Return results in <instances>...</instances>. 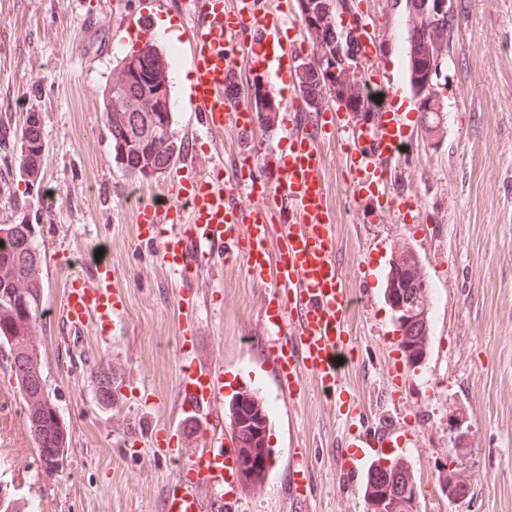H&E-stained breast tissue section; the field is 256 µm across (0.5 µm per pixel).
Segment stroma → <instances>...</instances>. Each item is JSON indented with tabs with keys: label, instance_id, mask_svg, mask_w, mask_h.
I'll list each match as a JSON object with an SVG mask.
<instances>
[{
	"label": "stroma",
	"instance_id": "1",
	"mask_svg": "<svg viewBox=\"0 0 512 512\" xmlns=\"http://www.w3.org/2000/svg\"><path fill=\"white\" fill-rule=\"evenodd\" d=\"M97 2L0 0V128L20 134L27 114L38 113L46 152L34 187L17 172L13 141L0 143V224L40 228L41 369L69 435L62 467L37 456L23 400L0 358V512H160L165 484L181 474L144 443L168 418L182 363L176 281L142 240L127 203L133 188L164 194L170 175L136 183L122 174L98 99L117 56L141 49L143 39L160 41L159 16L151 0H123L124 14L142 23L138 36L119 20L90 30L85 18ZM355 9L385 44L367 76L405 85L403 7L355 0ZM439 82L442 131H416L401 161L400 188L422 222L407 215L369 222L348 192L343 140L322 145L345 285L359 289V268L374 274L370 301L348 317L352 362L340 403L307 382L288 425L273 379L257 368L258 344L241 341L254 330L258 292L238 265L209 278L199 352L223 365L228 399L238 373L256 369L268 397L270 447L291 448L302 435L313 487L307 512H365L366 472L340 475L329 450L388 417L418 435L409 465L422 490L419 512H512V0H457ZM403 245L427 274L431 319L422 383L405 396L394 390V369L406 358L384 299L388 261ZM98 247L127 297L126 316L105 341L90 326L70 330L60 313L69 278L91 272L74 255ZM101 365L126 376L117 405L97 402L92 371ZM353 398L364 416L341 414V402ZM452 417L466 434L460 447L448 434ZM450 460L473 490L457 504L430 494Z\"/></svg>",
	"mask_w": 512,
	"mask_h": 512
}]
</instances>
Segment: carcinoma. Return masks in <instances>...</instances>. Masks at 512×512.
Masks as SVG:
<instances>
[{
    "label": "carcinoma",
    "instance_id": "1",
    "mask_svg": "<svg viewBox=\"0 0 512 512\" xmlns=\"http://www.w3.org/2000/svg\"><path fill=\"white\" fill-rule=\"evenodd\" d=\"M432 13L425 16L407 11V76L413 96L421 88L436 62L445 59L455 22V5L448 0H430ZM300 17H308L312 29L311 52L305 67H296L295 83L305 98L308 112H319L333 98H341L353 110L364 115L378 112L382 103L373 99V93L359 82L350 69L342 65L336 74L328 75L322 69L321 56L343 45L349 49L356 36L348 34L337 42L339 22L336 19V0H297ZM112 72L123 77V95L138 104L140 111H113L111 87L105 85L101 93V108L112 141L113 158L125 176L140 181L164 170L180 153L181 143L174 137L172 82L166 56L152 43L115 61ZM280 103L272 92L255 100L253 112L261 127L275 125ZM421 112L424 130L433 137L440 133L441 112L438 100L425 99ZM41 121L30 113L21 132L17 151V166L27 181H37L43 165ZM39 225L0 224V352L8 358L11 375L25 402V418L41 459L58 466L67 458L68 437L66 424L55 419L43 378L36 341V327L43 318V280L41 255L37 244ZM399 256L410 262L389 265L384 289L385 298L395 302L418 301L416 312L420 318L403 330V337L415 345L406 351L411 360L423 358L429 330L428 290L419 285L427 282L426 274L416 254L408 246L398 250ZM98 398L112 393V374L104 367L93 372ZM229 422L241 437L243 447L251 449L247 471L259 470L264 465L261 445L265 436L264 418L248 399L236 396L225 410ZM374 500L384 499L393 512H416L418 485L403 464L391 461L386 468L376 467L366 482Z\"/></svg>",
    "mask_w": 512,
    "mask_h": 512
}]
</instances>
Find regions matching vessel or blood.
Instances as JSON below:
<instances>
[{"instance_id":"obj_1","label":"vessel or blood","mask_w":512,"mask_h":512,"mask_svg":"<svg viewBox=\"0 0 512 512\" xmlns=\"http://www.w3.org/2000/svg\"><path fill=\"white\" fill-rule=\"evenodd\" d=\"M188 4L184 43L194 75L190 107L211 138L228 133L250 148L256 121L239 96L238 72L258 65L272 89L290 84L295 50L281 42L283 15L267 11L261 0H234L229 8L224 0ZM327 132L347 138L345 169L360 209L377 223L393 215L399 204L391 186L409 129L388 106L364 118L296 110L276 143L273 163L254 167L247 177L235 163L225 164L223 178L205 173L192 145H185L171 165L173 182L164 202L143 201L136 207L140 233L153 239L177 279L183 315L174 407L167 426L150 435L149 446L156 455L186 462L190 474L166 485L161 512H208L213 501L225 512H245L240 442L225 433L224 370L198 354L196 316L204 296L198 281L218 259L243 255L262 290V365L275 377L283 410H296L309 379L326 396L342 392L343 362L350 357L348 315L356 300L344 286L327 200L320 144ZM255 194L264 198V206L246 205V197ZM125 312V292L107 259H97L93 282L76 278L66 290L63 314L71 328L90 324L102 336ZM416 445L414 434L400 433L385 420L373 432L350 434L333 454L342 472H356L379 464L381 447L404 455ZM357 448L363 456H354ZM304 454V449H290L282 463L292 474V512H303L312 495L301 474Z\"/></svg>"}]
</instances>
